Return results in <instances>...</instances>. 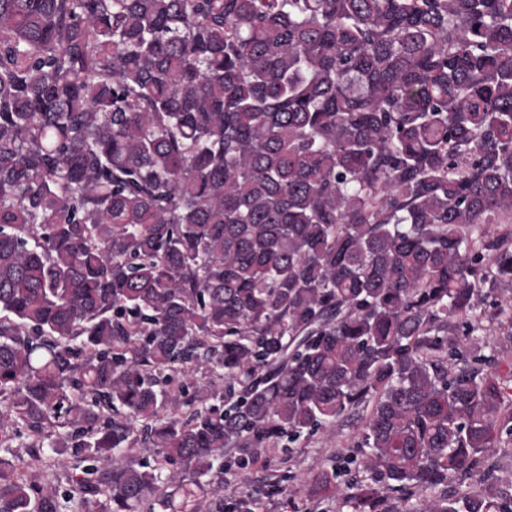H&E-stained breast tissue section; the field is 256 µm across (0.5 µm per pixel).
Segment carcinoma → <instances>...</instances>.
Returning a JSON list of instances; mask_svg holds the SVG:
<instances>
[{
	"mask_svg": "<svg viewBox=\"0 0 512 512\" xmlns=\"http://www.w3.org/2000/svg\"><path fill=\"white\" fill-rule=\"evenodd\" d=\"M502 281L512 0H0V512H166L361 411L368 478L310 493L512 512L509 385L448 335ZM491 461L494 462L496 474L500 478L497 483V491L512 494L510 477L512 481V443H500L490 452ZM68 461L69 459L65 454H51L47 456L46 459H43V464L40 463V466H38L36 469V480L42 485L45 483H53L56 478L62 476L63 474V468L61 464L67 463Z\"/></svg>",
	"mask_w": 512,
	"mask_h": 512,
	"instance_id": "carcinoma-1",
	"label": "carcinoma"
}]
</instances>
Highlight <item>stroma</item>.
I'll list each match as a JSON object with an SVG mask.
<instances>
[{
	"label": "stroma",
	"mask_w": 512,
	"mask_h": 512,
	"mask_svg": "<svg viewBox=\"0 0 512 512\" xmlns=\"http://www.w3.org/2000/svg\"><path fill=\"white\" fill-rule=\"evenodd\" d=\"M512 308V283H498L489 296L479 298L467 319L476 325L469 346L472 351L496 357L501 364H512V328L502 323L500 310ZM363 420L354 416L337 422L304 440L302 447L274 448L259 457L246 470L231 469L218 476L201 478L195 492L213 499L230 497L246 490L259 503L260 512H347L339 500L310 495L309 483L325 469L346 467L359 457L356 446ZM287 481L290 496L272 493L273 484Z\"/></svg>",
	"instance_id": "stroma-1"
}]
</instances>
